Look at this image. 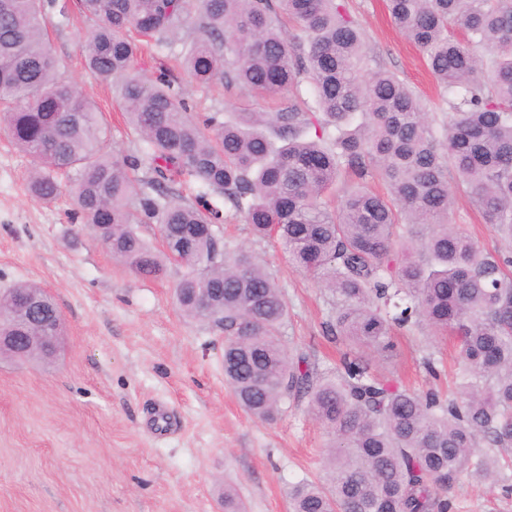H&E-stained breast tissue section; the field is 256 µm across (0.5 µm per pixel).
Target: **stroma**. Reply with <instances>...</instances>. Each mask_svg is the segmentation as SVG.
Returning <instances> with one entry per match:
<instances>
[{
	"instance_id": "obj_1",
	"label": "stroma",
	"mask_w": 512,
	"mask_h": 512,
	"mask_svg": "<svg viewBox=\"0 0 512 512\" xmlns=\"http://www.w3.org/2000/svg\"><path fill=\"white\" fill-rule=\"evenodd\" d=\"M375 65L420 94L437 120L448 110L421 52L392 24L384 0H345ZM53 51L65 76L104 113L114 145L136 154L137 135L113 111L111 83L84 67L89 20L78 12H45ZM184 43L142 52L136 72L149 80L172 75L191 111L266 112L267 100L229 83L204 88L177 67ZM26 156L0 131V289L20 281L43 286L65 325L52 364L0 359V512H224L232 487L245 512H289L288 488L324 478L328 436L287 402L274 422L248 414L224 380V333L186 318L174 288L183 267L144 278L113 259L93 230L74 219L67 199L45 204L27 190ZM229 247H248L280 286L289 318L290 348L320 367L338 357L328 332L331 300L293 268L279 245L254 237L240 216L210 196ZM384 373L403 385L446 389L423 361L450 362L453 340L414 327L395 333ZM452 512H512L501 485L465 482L450 494Z\"/></svg>"
}]
</instances>
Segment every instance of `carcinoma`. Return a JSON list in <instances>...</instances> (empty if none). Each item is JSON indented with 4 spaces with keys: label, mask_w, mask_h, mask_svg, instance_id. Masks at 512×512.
I'll list each match as a JSON object with an SVG mask.
<instances>
[{
    "label": "carcinoma",
    "mask_w": 512,
    "mask_h": 512,
    "mask_svg": "<svg viewBox=\"0 0 512 512\" xmlns=\"http://www.w3.org/2000/svg\"><path fill=\"white\" fill-rule=\"evenodd\" d=\"M93 22L85 67L119 82L140 156L112 148L103 113L59 69L44 0H0V128L29 158L37 200L70 198L112 256L152 278L185 268L174 295L188 317L224 331V379L251 415L270 422L307 400L327 431L326 481L289 491L291 512H450L467 479L501 480L512 452V258L481 246L449 215L465 192L512 248V0H386L391 21L424 54L448 120H430L396 75L370 68L343 0H60ZM483 46L479 57L462 44ZM191 36L184 67L199 84L237 82L260 96L302 97L277 112L189 111L181 89L134 71L141 40ZM147 163V174L133 172ZM73 176L61 183L58 174ZM351 175L338 207L331 197ZM455 186H450L448 175ZM189 178L332 298L329 324L347 349L334 369L294 354L288 305L251 252L230 250L222 215ZM138 224L160 228L162 249ZM41 289L20 283L11 299ZM426 326L453 339L455 391L406 388L375 373L393 332Z\"/></svg>",
    "instance_id": "cac0c4a2"
}]
</instances>
